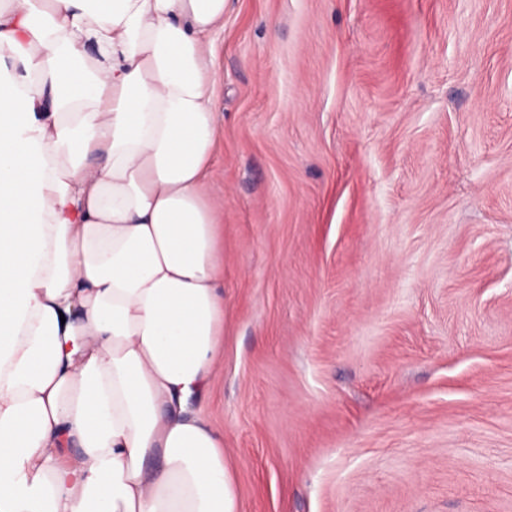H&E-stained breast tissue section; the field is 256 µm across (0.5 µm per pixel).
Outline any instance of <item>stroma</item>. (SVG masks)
Segmentation results:
<instances>
[{
    "mask_svg": "<svg viewBox=\"0 0 512 512\" xmlns=\"http://www.w3.org/2000/svg\"><path fill=\"white\" fill-rule=\"evenodd\" d=\"M241 512H512V0H227Z\"/></svg>",
    "mask_w": 512,
    "mask_h": 512,
    "instance_id": "stroma-1",
    "label": "stroma"
}]
</instances>
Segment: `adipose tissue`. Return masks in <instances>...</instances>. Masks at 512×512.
<instances>
[{
  "instance_id": "obj_1",
  "label": "adipose tissue",
  "mask_w": 512,
  "mask_h": 512,
  "mask_svg": "<svg viewBox=\"0 0 512 512\" xmlns=\"http://www.w3.org/2000/svg\"><path fill=\"white\" fill-rule=\"evenodd\" d=\"M226 0H0V512H240L220 376Z\"/></svg>"
}]
</instances>
